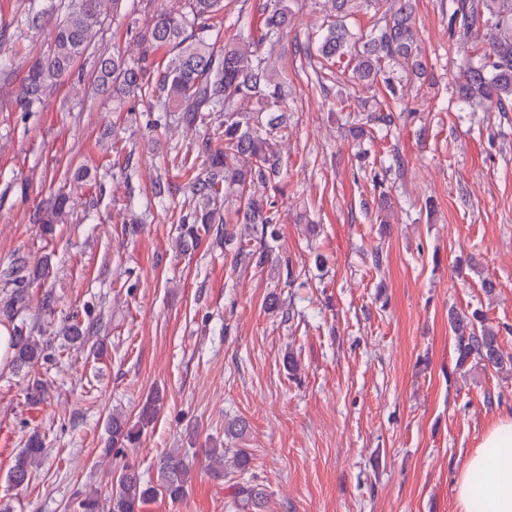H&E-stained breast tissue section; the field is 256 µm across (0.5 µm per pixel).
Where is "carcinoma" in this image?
<instances>
[{
  "label": "carcinoma",
  "instance_id": "carcinoma-1",
  "mask_svg": "<svg viewBox=\"0 0 512 512\" xmlns=\"http://www.w3.org/2000/svg\"><path fill=\"white\" fill-rule=\"evenodd\" d=\"M105 0H67L63 4L65 17L52 29L51 50L47 56L33 61L26 72L14 104L20 112L38 108L46 91L66 77L74 63L92 45L99 26ZM332 17L314 40L295 44V56L310 65L319 88L335 78L325 71V62L349 57L354 63L355 78L371 84L382 76L386 65L406 63L419 73L417 35L413 0H395L389 9H381L379 0H328ZM294 0H265L260 6L262 20H254L241 4L234 25L238 34L219 44L212 38V20L224 12V0H183L181 10L174 13L159 10L151 25L136 32L146 44L141 55L127 59L119 53H101L98 57L94 82L112 95V103L120 107L147 102L149 111L162 113L157 124L174 120L187 128H206L212 134L189 147L195 154L187 168L191 177L178 213V240L181 246L198 243L211 231L213 224H228L222 209L234 207L239 224L261 225V235L277 223L275 202L255 195L258 184H276L284 174L281 153L273 144L288 138V111L283 87L286 78L271 62L276 49L288 34L295 12ZM366 6L378 18L365 30L353 33L344 18L353 9ZM48 11L31 10L25 14L24 26L39 30L47 22ZM465 31L483 26L490 31L488 52L475 61H468L457 84L459 99L467 103L505 105L512 100V0H461L455 12ZM165 49L173 57L165 67L155 66L152 52ZM351 123L359 134L366 127L380 130L391 127L389 112H354ZM218 136L222 147L212 146ZM73 197L60 191L38 207L33 222L41 225L48 235L55 232ZM233 246L236 264L262 266L269 261V251H258L250 243L224 228V246ZM27 265L17 255L3 270L5 283L15 286L9 299L0 306V316L13 318L27 303L23 287ZM456 367L476 361L499 372L512 373V356H504L498 334L485 324L483 316L454 313L450 316ZM13 364L16 368H31L46 359L43 344L33 332L18 326L12 336ZM159 398L151 397L142 405L138 419L130 423L112 416L108 425L109 438L103 451L124 448L139 443L141 434L158 417ZM44 453L42 435L31 432L14 458L9 481L15 487L30 483L33 468ZM206 467L216 479L225 477L224 467L241 474L249 471L250 454L244 448L235 451L231 460L224 461V449L206 451ZM193 464L173 450L163 455L160 464V484L150 485L138 470L124 466L116 487L108 497L100 499L96 491L82 495L79 512H142L143 506L162 494L173 501L185 497L192 485ZM235 498L242 509L261 512L265 504L263 489L252 482L236 484Z\"/></svg>",
  "mask_w": 512,
  "mask_h": 512
}]
</instances>
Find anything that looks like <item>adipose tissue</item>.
I'll list each match as a JSON object with an SVG mask.
<instances>
[{
  "label": "adipose tissue",
  "mask_w": 512,
  "mask_h": 512,
  "mask_svg": "<svg viewBox=\"0 0 512 512\" xmlns=\"http://www.w3.org/2000/svg\"><path fill=\"white\" fill-rule=\"evenodd\" d=\"M458 512H512V414L496 419L457 480Z\"/></svg>",
  "instance_id": "1"
}]
</instances>
